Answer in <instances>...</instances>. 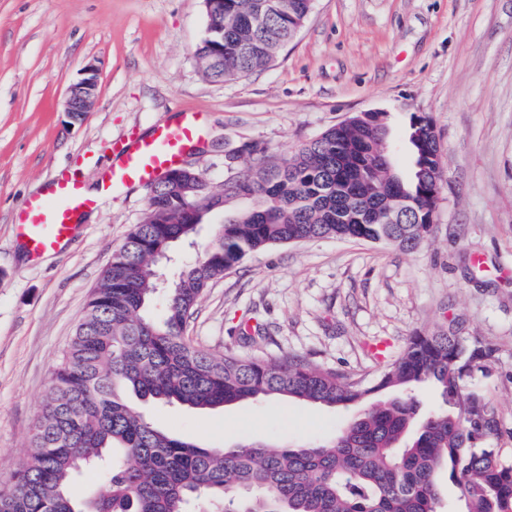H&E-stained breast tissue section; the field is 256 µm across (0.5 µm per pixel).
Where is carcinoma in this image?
I'll return each mask as SVG.
<instances>
[{
	"label": "carcinoma",
	"instance_id": "carcinoma-1",
	"mask_svg": "<svg viewBox=\"0 0 512 512\" xmlns=\"http://www.w3.org/2000/svg\"><path fill=\"white\" fill-rule=\"evenodd\" d=\"M311 8L312 0H217L197 49L208 78L224 82L270 66ZM423 120L410 116L407 173L388 153L385 112L353 116L287 158L255 151L223 194L252 207L180 270L154 320L145 308L158 290L159 255L195 242L214 205L202 173L162 181L112 254L52 374L29 460L0 489V512H441L448 483L466 512H512V464L479 446L499 428L472 423L477 412L493 411L474 382L494 361L493 346L451 327L416 334L367 378L288 352L274 363L218 355L186 336L208 283L260 248L334 237L411 250L428 238L443 162ZM428 383L440 403L425 407L416 391ZM129 391L201 410L261 398L331 407L383 391L390 398L327 442L206 448L156 427L130 405ZM103 461L107 490L83 498L78 477Z\"/></svg>",
	"mask_w": 512,
	"mask_h": 512
}]
</instances>
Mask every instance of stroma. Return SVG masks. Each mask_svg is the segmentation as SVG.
I'll use <instances>...</instances> for the list:
<instances>
[{
    "mask_svg": "<svg viewBox=\"0 0 512 512\" xmlns=\"http://www.w3.org/2000/svg\"><path fill=\"white\" fill-rule=\"evenodd\" d=\"M202 0H0V483L28 459L52 372L114 251L138 224L147 186L100 196L69 245L37 261L15 215L55 175L99 186L113 140L200 116L186 161L213 188L247 168L252 148L291 155L363 112L389 115L396 165L409 170L411 113L444 150L432 235L405 251L324 238L252 253L212 281L187 334L213 353L275 361L284 352L346 374H373L369 345L397 355L417 332L455 326L497 350L488 391L512 462V0H314L270 67L216 83L196 49ZM99 91L83 122L61 102L87 64ZM165 431L210 448L331 439L343 407L286 400L214 410L139 405Z\"/></svg>",
    "mask_w": 512,
    "mask_h": 512,
    "instance_id": "35a3bbf8",
    "label": "stroma"
}]
</instances>
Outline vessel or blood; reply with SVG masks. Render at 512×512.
Segmentation results:
<instances>
[{"label":"vessel or blood","instance_id":"b4317fda","mask_svg":"<svg viewBox=\"0 0 512 512\" xmlns=\"http://www.w3.org/2000/svg\"><path fill=\"white\" fill-rule=\"evenodd\" d=\"M200 139L198 119L188 112L150 136L114 140L118 166L104 175L102 186L108 190L116 183L151 184L178 166ZM47 193L44 199H28L17 215V241L32 259L63 250L79 231L80 216L97 204L78 180L63 172L54 177Z\"/></svg>","mask_w":512,"mask_h":512}]
</instances>
